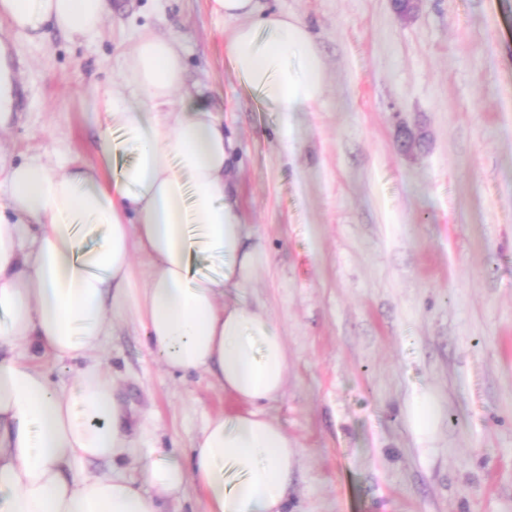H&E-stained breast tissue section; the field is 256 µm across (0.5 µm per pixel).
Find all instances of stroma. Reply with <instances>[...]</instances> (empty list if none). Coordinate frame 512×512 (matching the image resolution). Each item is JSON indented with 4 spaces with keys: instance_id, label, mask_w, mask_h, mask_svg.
<instances>
[{
    "instance_id": "35a3bbf8",
    "label": "stroma",
    "mask_w": 512,
    "mask_h": 512,
    "mask_svg": "<svg viewBox=\"0 0 512 512\" xmlns=\"http://www.w3.org/2000/svg\"><path fill=\"white\" fill-rule=\"evenodd\" d=\"M308 24L323 104L288 117L235 75L209 0H112L104 31L0 24L23 84L0 145L16 162H98L97 99L135 31L171 29L186 81L235 143L236 198L268 262L250 299L282 328L272 404L298 444L291 512H512V0H262ZM136 451L187 453L239 410L167 372L141 328L103 345ZM435 401L431 429L410 413Z\"/></svg>"
}]
</instances>
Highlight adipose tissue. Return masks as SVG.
Returning <instances> with one entry per match:
<instances>
[{
	"mask_svg": "<svg viewBox=\"0 0 512 512\" xmlns=\"http://www.w3.org/2000/svg\"><path fill=\"white\" fill-rule=\"evenodd\" d=\"M210 8L233 23L224 49L234 71L276 111L323 102L324 61L298 18L260 0ZM110 14L109 0H0V19L32 44L49 24L97 35ZM121 70L102 103L103 165L65 168L57 155L15 163L0 151V512H165L189 486L202 512H288L298 450L271 410L288 350L279 323L249 300L267 257L250 244L233 196L234 144L187 86L175 36L137 33ZM122 143L135 156L112 178L106 164ZM85 223L100 231L90 247ZM196 254L220 257V270H195ZM123 317L143 327L166 370L212 374L244 406L212 417L189 460L134 453L102 357ZM45 355L81 361L70 385L50 382L37 365ZM134 455L136 480L84 470Z\"/></svg>",
	"mask_w": 512,
	"mask_h": 512,
	"instance_id": "obj_1",
	"label": "adipose tissue"
}]
</instances>
